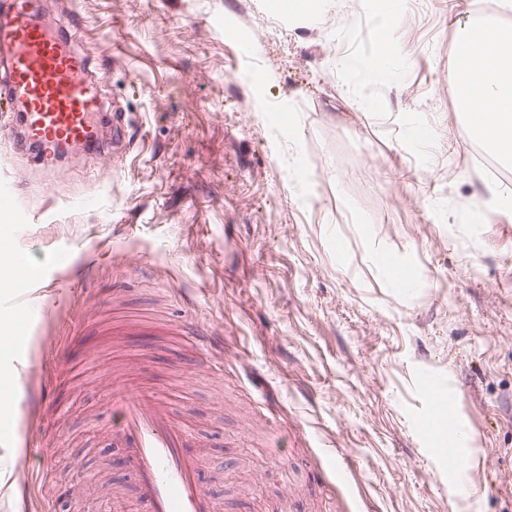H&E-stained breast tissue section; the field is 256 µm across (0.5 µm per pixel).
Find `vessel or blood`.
<instances>
[{
	"mask_svg": "<svg viewBox=\"0 0 512 512\" xmlns=\"http://www.w3.org/2000/svg\"><path fill=\"white\" fill-rule=\"evenodd\" d=\"M34 0H0V138L32 147L40 167L58 169L63 150L76 144L99 154L124 155L131 147L133 121L124 111L106 112L96 92L97 72L72 42L83 25L69 11L65 23L46 25ZM431 407L451 393L445 379L421 377ZM106 383L112 389V422L106 437L123 449V465L136 476L135 495L143 512H214L200 480L202 457L196 431L175 414L157 389L155 377L136 352L114 350ZM40 466L23 458L17 475L29 490L36 470L55 462L39 451Z\"/></svg>",
	"mask_w": 512,
	"mask_h": 512,
	"instance_id": "1",
	"label": "vessel or blood"
}]
</instances>
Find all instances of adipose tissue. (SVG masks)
Here are the masks:
<instances>
[{
  "mask_svg": "<svg viewBox=\"0 0 512 512\" xmlns=\"http://www.w3.org/2000/svg\"><path fill=\"white\" fill-rule=\"evenodd\" d=\"M365 4L384 17L378 32L384 66L398 71L407 62L406 54L391 37L399 15L391 8L390 0H365ZM449 73L469 115L464 128L466 139L511 163L512 27L488 23L460 28Z\"/></svg>",
  "mask_w": 512,
  "mask_h": 512,
  "instance_id": "ef3b65f1",
  "label": "adipose tissue"
}]
</instances>
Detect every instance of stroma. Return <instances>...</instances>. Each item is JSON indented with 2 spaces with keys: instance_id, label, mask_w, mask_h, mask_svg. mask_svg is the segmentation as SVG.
Instances as JSON below:
<instances>
[{
  "instance_id": "stroma-1",
  "label": "stroma",
  "mask_w": 512,
  "mask_h": 512,
  "mask_svg": "<svg viewBox=\"0 0 512 512\" xmlns=\"http://www.w3.org/2000/svg\"><path fill=\"white\" fill-rule=\"evenodd\" d=\"M75 39L110 69L108 103L136 116L130 153L62 163L0 141L21 182L22 223L0 232V298L23 331L63 430L57 466L29 497L11 477L45 425L24 404L0 346V512H40L44 495L83 512H142L134 478L103 466L112 339L86 336L78 379L57 362L73 318L109 312L166 328L187 322L224 356L183 366L185 349L133 337L171 399L202 429L203 481L219 512H512V166L466 142L448 62L462 23L512 24L500 0H408L382 46L361 0L293 15L286 0H76ZM429 128L434 143L410 139ZM389 259L380 271L372 252ZM71 265L55 269L56 253ZM58 277L24 290L27 266ZM411 287H401L403 274ZM443 377L472 435L468 485L425 443L434 419L422 373Z\"/></svg>"
}]
</instances>
